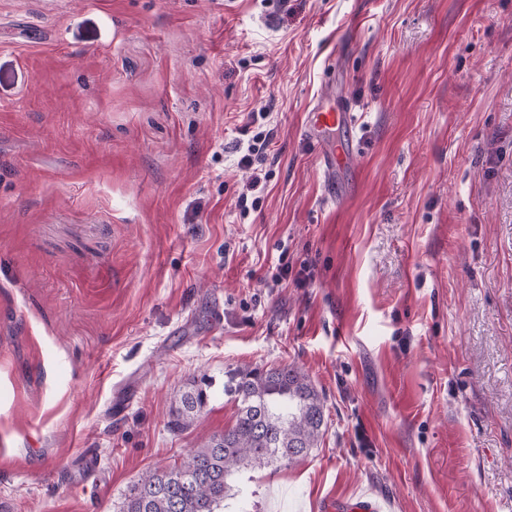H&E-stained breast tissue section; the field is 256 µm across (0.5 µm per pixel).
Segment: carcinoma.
<instances>
[{
    "label": "carcinoma",
    "mask_w": 512,
    "mask_h": 512,
    "mask_svg": "<svg viewBox=\"0 0 512 512\" xmlns=\"http://www.w3.org/2000/svg\"><path fill=\"white\" fill-rule=\"evenodd\" d=\"M224 391L238 403L234 426L203 440L181 461L143 473L122 512H224L231 477L287 467L317 447L326 431L322 397L293 365L241 370ZM206 399L199 384L185 390L174 426L189 427Z\"/></svg>",
    "instance_id": "1"
}]
</instances>
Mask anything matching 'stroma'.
Masks as SVG:
<instances>
[{
    "mask_svg": "<svg viewBox=\"0 0 512 512\" xmlns=\"http://www.w3.org/2000/svg\"><path fill=\"white\" fill-rule=\"evenodd\" d=\"M280 364L327 429L249 512H512V0H0V512H121ZM352 115L350 112L326 111L321 107H316L309 112L307 124L308 132H321L326 130H336V127L351 128ZM205 388L199 384H193L185 390L178 401V406L175 409V419L173 420L174 426L177 428L189 427L195 416L201 411L207 399L206 385Z\"/></svg>",
    "mask_w": 512,
    "mask_h": 512,
    "instance_id": "obj_1",
    "label": "stroma"
}]
</instances>
